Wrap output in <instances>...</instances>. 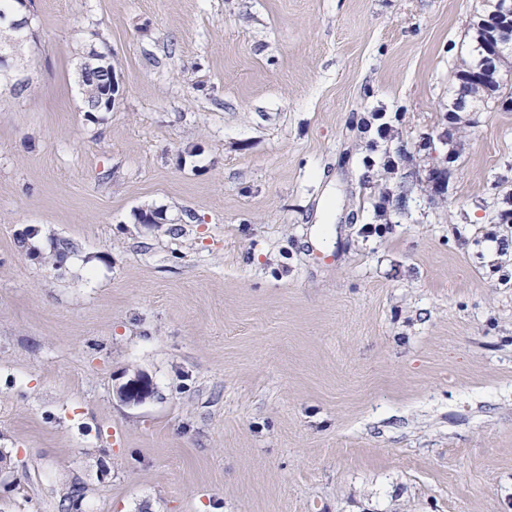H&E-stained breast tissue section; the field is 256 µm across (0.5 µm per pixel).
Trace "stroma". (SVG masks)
I'll use <instances>...</instances> for the list:
<instances>
[{"label":"stroma","mask_w":512,"mask_h":512,"mask_svg":"<svg viewBox=\"0 0 512 512\" xmlns=\"http://www.w3.org/2000/svg\"><path fill=\"white\" fill-rule=\"evenodd\" d=\"M495 3L32 0L0 512H512V106L450 111ZM105 78L96 75H87L85 79L82 81L81 86V94L84 97L85 108L94 104L95 107L99 106L98 112H108L112 109V105L115 102V95L119 91V83L116 79L115 73L112 72L110 77L109 85L112 87V91L108 94L105 90ZM108 101L111 102V107L106 108L104 105ZM151 390L149 380L138 374L123 384L118 389L117 393L122 402L127 404H138L150 396Z\"/></svg>","instance_id":"1"}]
</instances>
